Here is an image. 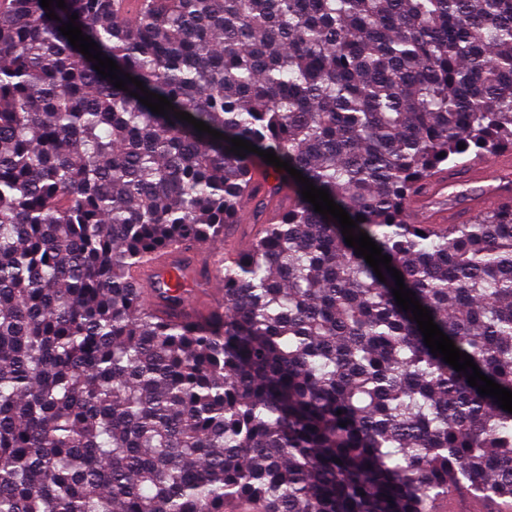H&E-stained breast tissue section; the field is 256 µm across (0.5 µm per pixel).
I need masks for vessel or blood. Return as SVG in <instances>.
Segmentation results:
<instances>
[{
	"label": "vessel or blood",
	"instance_id": "vessel-or-blood-1",
	"mask_svg": "<svg viewBox=\"0 0 512 512\" xmlns=\"http://www.w3.org/2000/svg\"><path fill=\"white\" fill-rule=\"evenodd\" d=\"M465 185L469 194L448 208L434 203L452 188ZM512 207V153H503L489 162L474 161L429 180L425 189L411 197L414 215L434 224H463L482 210Z\"/></svg>",
	"mask_w": 512,
	"mask_h": 512
}]
</instances>
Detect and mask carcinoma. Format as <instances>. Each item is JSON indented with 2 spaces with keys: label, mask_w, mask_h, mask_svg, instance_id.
<instances>
[{
  "label": "carcinoma",
  "mask_w": 512,
  "mask_h": 512,
  "mask_svg": "<svg viewBox=\"0 0 512 512\" xmlns=\"http://www.w3.org/2000/svg\"><path fill=\"white\" fill-rule=\"evenodd\" d=\"M0 4V512H433L512 499V413L434 356L328 190L481 373L512 391V208L408 220L426 179L512 152V0ZM168 98L114 87L59 26ZM465 148L460 149L458 145ZM295 185L288 209L265 198ZM264 228L213 276L150 256ZM342 414H337V411ZM346 426H340V423ZM246 203L248 208H243V223L232 224L225 228L224 235H231V237L226 238L224 244L221 245L222 249L226 252L244 248L248 239L259 229V224H251L249 216L252 205L248 201H246Z\"/></svg>",
  "instance_id": "1"
}]
</instances>
